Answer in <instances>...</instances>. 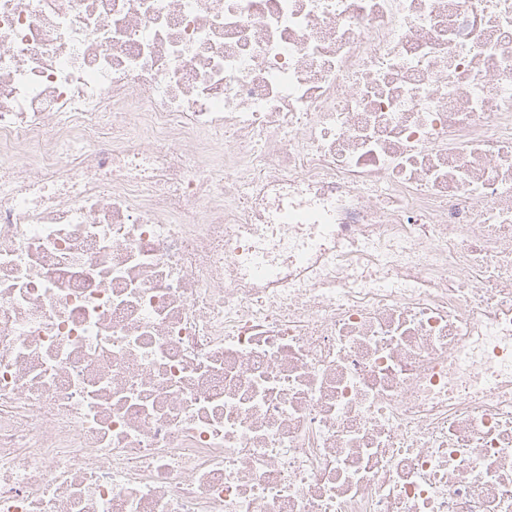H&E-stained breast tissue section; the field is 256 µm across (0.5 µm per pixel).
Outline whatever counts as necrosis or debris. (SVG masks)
<instances>
[{
	"label": "necrosis or debris",
	"mask_w": 512,
	"mask_h": 512,
	"mask_svg": "<svg viewBox=\"0 0 512 512\" xmlns=\"http://www.w3.org/2000/svg\"><path fill=\"white\" fill-rule=\"evenodd\" d=\"M508 354L512 0H0V512H512Z\"/></svg>",
	"instance_id": "obj_1"
}]
</instances>
